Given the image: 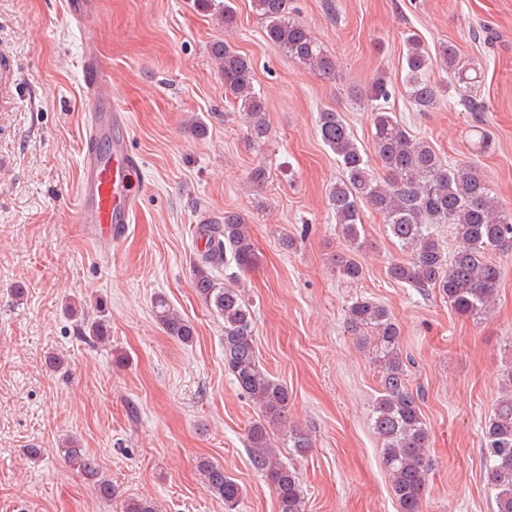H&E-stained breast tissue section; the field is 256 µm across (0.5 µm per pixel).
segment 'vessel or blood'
<instances>
[{"label": "vessel or blood", "instance_id": "1", "mask_svg": "<svg viewBox=\"0 0 512 512\" xmlns=\"http://www.w3.org/2000/svg\"><path fill=\"white\" fill-rule=\"evenodd\" d=\"M83 88L90 113L75 217L94 241L109 243L126 234L137 210L131 177L138 160L127 150V118L112 101L108 66L92 48L83 61Z\"/></svg>", "mask_w": 512, "mask_h": 512}]
</instances>
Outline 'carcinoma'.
Returning <instances> with one entry per match:
<instances>
[{"mask_svg": "<svg viewBox=\"0 0 512 512\" xmlns=\"http://www.w3.org/2000/svg\"><path fill=\"white\" fill-rule=\"evenodd\" d=\"M263 23L265 37L288 57L324 78L336 74V58L327 53L304 24L292 18L293 0H252ZM200 10L219 17L230 31L235 9L227 0H197ZM211 56L222 79L225 96L247 116V138L256 146L269 132L267 108L254 87L249 58L228 41L211 46ZM439 62L454 73L462 90L459 105L478 112L482 105L467 94L475 83L472 68L460 64L452 44L441 46ZM433 61L418 40H407L403 60L405 82L418 112L437 107L441 90L431 79ZM391 91L382 74L372 79L362 96L372 109L374 153L383 173L365 159L348 125L339 113H319L320 138L341 164L343 174L331 185L327 205L345 242L361 245L363 207L378 214L406 258L387 268L388 276L412 288H436L452 309L464 317H485L492 308L501 280L497 254L512 253V213L503 210L485 180L468 163H443L430 143L416 137L399 123L387 104ZM448 225L457 243L449 252L440 241L438 227ZM208 236L201 264L194 268L193 286L198 298L224 321V367L239 390L258 407L259 417L247 429V448L276 494L278 512H306V498L297 473L288 467L272 444L274 431L286 426L290 394L262 366L255 344V326L238 286L219 283L208 266L232 259L246 272L257 262L249 225L237 212L224 213V220L200 226ZM339 275L355 281L362 266L353 258L336 259ZM153 311L162 330L183 344L193 341L188 320L159 295ZM346 325L359 344L372 350L380 368L381 392L372 412L373 430L382 442L383 463L399 512H422L428 490L426 461L429 431L420 409L419 395L409 387L408 370L400 348V330L388 308L361 298L347 310ZM506 392L499 397L485 425L484 459L488 484L495 491V512H512V369L504 374ZM288 445L303 455L311 448L308 434L288 430ZM69 465L95 480L97 493L110 499L112 482L97 478L96 458L74 442L62 449ZM200 469L210 493L224 500L227 512L239 505L243 489L224 468L203 461ZM123 512H158L155 501L129 498Z\"/></svg>", "mask_w": 512, "mask_h": 512, "instance_id": "cac0c4a2", "label": "carcinoma"}]
</instances>
